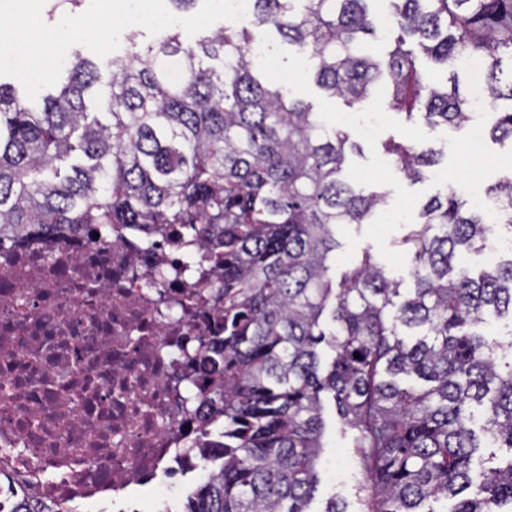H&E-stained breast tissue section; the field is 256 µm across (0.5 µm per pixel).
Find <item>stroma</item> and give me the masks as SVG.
I'll return each mask as SVG.
<instances>
[{
    "label": "stroma",
    "mask_w": 512,
    "mask_h": 512,
    "mask_svg": "<svg viewBox=\"0 0 512 512\" xmlns=\"http://www.w3.org/2000/svg\"><path fill=\"white\" fill-rule=\"evenodd\" d=\"M256 44L266 50L261 68L286 85L291 98L311 102L324 122L342 127L360 146L349 157L347 174L364 191L387 190L385 206L379 209L373 223L347 224L337 232L340 247L336 252V268L358 259L370 251L375 259L394 276L406 273L409 257L401 244L411 224L418 220L420 205L446 186L462 189L512 177V144L484 137L471 143L468 131L425 122L407 124L402 115L387 109L379 97H372L363 109L348 108L343 99L328 97L311 78V61L283 42L272 29L253 32ZM370 113L372 128H365L360 117ZM410 141L440 152L437 165L426 168V178L411 183L403 178L384 153L388 139ZM325 430L320 464V485L311 505L313 512H324L330 500H337L347 512H361L366 471L353 448V433L344 427L332 402H325Z\"/></svg>",
    "instance_id": "35a3bbf8"
}]
</instances>
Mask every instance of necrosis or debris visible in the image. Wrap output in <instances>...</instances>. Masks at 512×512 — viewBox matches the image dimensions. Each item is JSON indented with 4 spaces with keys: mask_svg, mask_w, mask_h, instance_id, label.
<instances>
[{
    "mask_svg": "<svg viewBox=\"0 0 512 512\" xmlns=\"http://www.w3.org/2000/svg\"><path fill=\"white\" fill-rule=\"evenodd\" d=\"M0 239V512L24 480L47 501L123 504L205 464L193 385L223 272L204 240L105 224Z\"/></svg>",
    "mask_w": 512,
    "mask_h": 512,
    "instance_id": "1",
    "label": "necrosis or debris"
}]
</instances>
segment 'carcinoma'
I'll use <instances>...</instances> for the list:
<instances>
[{
	"mask_svg": "<svg viewBox=\"0 0 512 512\" xmlns=\"http://www.w3.org/2000/svg\"><path fill=\"white\" fill-rule=\"evenodd\" d=\"M368 2L251 0L247 20L193 44L176 27L147 45L132 31L104 86L74 46L38 101L0 81V239L171 224L205 237L224 268L221 335L203 344L195 382L215 406L200 432H221L183 512H310L327 396L368 473L362 512H437L441 499L449 512H512V457L479 482L474 471L482 449L512 452V353L483 333L490 317L512 318V252L492 271L453 265L458 250H483L488 221L450 188L403 240L413 288L368 252L335 281L336 228L369 223L388 193L343 177L356 144L254 74L249 47L250 28L272 27L348 107L382 88L407 122L456 129L472 113L458 74L449 88L429 81L406 38L447 68L482 59L488 102H508L484 132L512 142V0H385L399 35L381 54L365 40ZM385 151L411 181L437 162L417 144ZM485 194L512 235V178ZM16 512L69 510L26 492Z\"/></svg>",
	"mask_w": 512,
	"mask_h": 512,
	"instance_id": "obj_1",
	"label": "carcinoma"
}]
</instances>
